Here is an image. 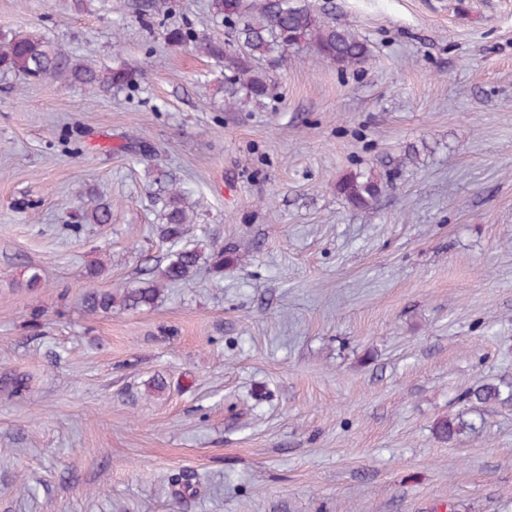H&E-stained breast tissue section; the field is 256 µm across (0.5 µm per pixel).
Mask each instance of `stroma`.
Listing matches in <instances>:
<instances>
[{"label": "stroma", "instance_id": "1", "mask_svg": "<svg viewBox=\"0 0 512 512\" xmlns=\"http://www.w3.org/2000/svg\"><path fill=\"white\" fill-rule=\"evenodd\" d=\"M137 2L0 0V38L140 74L0 68V512H512V403L461 399L512 383V0H309L368 60L291 49L243 112L167 41L187 16L224 39L208 0L150 27ZM369 170L354 208L337 185ZM160 171L191 192L184 243L233 260L87 315V284L168 251ZM461 412L475 431L440 438ZM0 68L29 80L77 83L88 90L133 88L137 74L118 67L103 72L88 61L66 54L60 47L27 33H15L0 44ZM339 193L358 209H366L380 191V183L372 173L349 174L337 185Z\"/></svg>", "mask_w": 512, "mask_h": 512}]
</instances>
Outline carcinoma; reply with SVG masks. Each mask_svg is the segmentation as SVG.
I'll use <instances>...</instances> for the list:
<instances>
[{
    "label": "carcinoma",
    "mask_w": 512,
    "mask_h": 512,
    "mask_svg": "<svg viewBox=\"0 0 512 512\" xmlns=\"http://www.w3.org/2000/svg\"><path fill=\"white\" fill-rule=\"evenodd\" d=\"M210 13L213 22L229 29L234 43L199 42L196 23L190 19L167 30V40L175 46L198 42L203 51L224 63V79L218 81V88L230 109H243L273 97L275 87L267 68L277 66L288 50L302 44L313 47L324 61L342 69L367 60V47L359 36L326 20L308 0H210ZM0 68L29 80L77 83L89 90L129 89L137 83V74L129 69L103 72L44 38L27 33H16L0 43ZM155 182L160 189L153 203L159 207L162 234L175 244L187 225L194 223L190 192L167 174L156 177ZM337 189L350 204L365 209L378 195L380 183L372 173L358 172L343 178ZM208 259L217 271L224 269L222 249L207 258L196 247H174L164 257L158 278L116 293L92 286L83 295L84 308L93 315L109 313L116 304L127 310L152 305L161 296L164 284L193 283L201 264ZM464 400L480 404L512 402V385L483 382L467 391ZM473 428L474 423L462 414L436 424V432L448 439Z\"/></svg>",
    "instance_id": "cac0c4a2"
}]
</instances>
